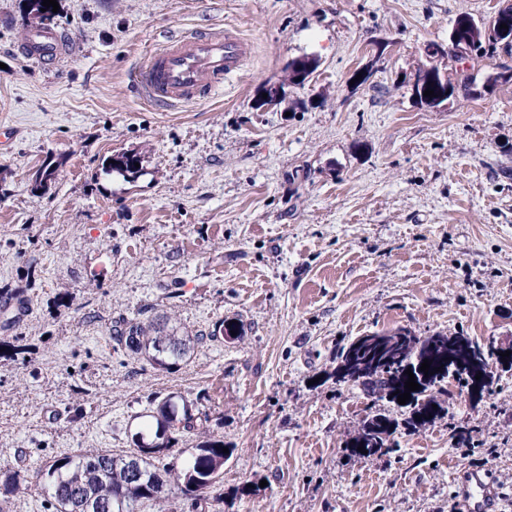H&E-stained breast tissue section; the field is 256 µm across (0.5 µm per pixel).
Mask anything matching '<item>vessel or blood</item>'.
Masks as SVG:
<instances>
[{
    "mask_svg": "<svg viewBox=\"0 0 512 512\" xmlns=\"http://www.w3.org/2000/svg\"><path fill=\"white\" fill-rule=\"evenodd\" d=\"M71 48L67 38L51 28L32 32L21 44L25 56L37 62L57 61ZM248 53V43L230 30L177 36L145 59L137 86L157 106L198 103L210 98L225 77L238 72ZM457 482L458 512H503L489 473L465 469Z\"/></svg>",
    "mask_w": 512,
    "mask_h": 512,
    "instance_id": "1",
    "label": "vessel or blood"
}]
</instances>
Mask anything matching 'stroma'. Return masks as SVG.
Instances as JSON below:
<instances>
[{"label":"stroma","mask_w":512,"mask_h":512,"mask_svg":"<svg viewBox=\"0 0 512 512\" xmlns=\"http://www.w3.org/2000/svg\"><path fill=\"white\" fill-rule=\"evenodd\" d=\"M58 3L52 27L77 50L39 64L18 50L25 0H0V288L26 299L0 330V469L27 483L10 512H54L45 462L131 448L132 417L171 393L234 450L206 512H448L468 466L456 428L494 449L512 500V370L491 365L479 400L449 380L447 415L369 459L345 443L372 401L330 377L343 342L401 327L512 345V82L484 85L512 57L439 58L480 87L440 109L402 82L460 13L507 0ZM227 28L251 53L214 98L141 96L136 70L171 37ZM303 55L311 79L255 110ZM123 152L139 173L105 177ZM50 155L67 164L35 191ZM151 315L203 335L190 361L166 371L115 346L114 322ZM227 318L242 336L210 341Z\"/></svg>","instance_id":"35a3bbf8"}]
</instances>
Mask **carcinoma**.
<instances>
[{"label":"carcinoma","instance_id":"1","mask_svg":"<svg viewBox=\"0 0 512 512\" xmlns=\"http://www.w3.org/2000/svg\"><path fill=\"white\" fill-rule=\"evenodd\" d=\"M507 28L502 29L500 25ZM448 47L432 45L428 56L442 57L457 52L458 44L465 41L470 52L492 59L500 50L512 53V4L500 8L490 20L479 23L471 15L462 13L449 31ZM474 83L464 78L460 83L443 81L442 77L428 84L434 90L435 106L439 107L455 93L473 91ZM138 156L122 153L103 164L108 176L117 173L124 177L138 172ZM66 164L62 155L49 156L41 166V189L54 182ZM116 344L132 358H144L159 369H173L194 354L199 336H184L169 324L168 319L121 320L113 325ZM456 336L436 333L420 337L403 328L388 332H374L359 336L340 347L336 366L329 373L336 384H352L373 401L397 403L405 392L408 380L406 370L415 375L420 389L410 392L411 399L404 408L408 416L400 420L386 411L368 415L345 448L357 457L384 456L398 447L397 434L406 429L417 430L444 416L448 388V355L466 359L467 353L457 348ZM429 361L434 374H424L420 367ZM144 429L132 436L134 447L115 454L109 450L89 451L73 456L55 457L44 465L48 489L56 512H138L141 505L154 502L163 505L170 500L172 488H177L191 512L209 500L219 501L216 492L221 470L231 454L222 452L224 441L210 434L208 416H196L186 399L176 402L169 394L149 411ZM193 432L200 437L180 463H167L174 443ZM18 490V474L5 475L0 485V512H9L10 496Z\"/></svg>","mask_w":512,"mask_h":512}]
</instances>
